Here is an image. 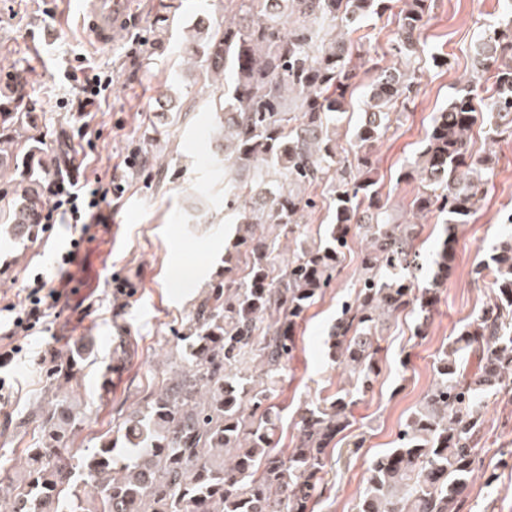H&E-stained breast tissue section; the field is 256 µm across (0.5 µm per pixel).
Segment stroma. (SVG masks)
I'll return each instance as SVG.
<instances>
[{"label":"stroma","instance_id":"1","mask_svg":"<svg viewBox=\"0 0 512 512\" xmlns=\"http://www.w3.org/2000/svg\"><path fill=\"white\" fill-rule=\"evenodd\" d=\"M76 0H0V93L20 87L41 117L37 135L54 147L59 133L71 143L78 184L98 182L107 198L102 223L91 228L74 263L69 291L50 305L29 335L17 337L22 351L0 368V466L18 463L35 447L38 416L55 402L43 377L45 366L83 348L88 355L68 396L84 422L71 447H94L100 434L122 421L146 393L180 361L177 334L191 318L202 288L224 269V250L235 236L224 221V192L209 165L208 113L199 102L202 77L182 63L184 26L224 20L221 0H174L175 21L164 53L150 54L147 39L156 0H133L126 30L110 45L95 44L74 10ZM512 22L501 0H437L421 35L419 78L408 116L393 124L376 150L379 192L396 221L409 220L407 205L419 181L402 182L424 144L436 112L446 108L470 77L477 43L495 26ZM396 30L392 13L373 15L352 36L351 49L364 59H385ZM448 64L434 67L431 57ZM111 77L110 88L82 108L67 75L81 65ZM179 93L194 112L164 123L157 110L165 91ZM474 153L492 152L493 171L474 214L460 225L455 260L437 296L424 334L412 316H400L381 342L380 374L350 407L352 425L328 449L326 483L332 491L314 512H353L373 457L392 447L406 415L431 385L438 350L494 296L471 270L487 261L511 229L512 137L487 146L475 132ZM159 155L160 180L145 181L130 156ZM210 193L208 211L188 218L193 196ZM81 231L71 224L41 225L34 237L0 240V319L22 306L35 274L58 276L60 256ZM360 241L352 239L333 289L309 309L297 327L296 348L282 374L276 402L279 451L291 448L301 413L334 394L341 382L329 359L328 330L342 301L354 295ZM484 471L469 485L463 512H512V392L487 403Z\"/></svg>","mask_w":512,"mask_h":512}]
</instances>
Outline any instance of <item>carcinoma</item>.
<instances>
[{
  "mask_svg": "<svg viewBox=\"0 0 512 512\" xmlns=\"http://www.w3.org/2000/svg\"><path fill=\"white\" fill-rule=\"evenodd\" d=\"M221 25L199 21L182 38L183 61L200 69L212 113L213 166L224 173V216L237 225L186 330L182 364L144 397L95 448H69L82 420L66 404L82 355L44 369L59 394L41 415L40 445L0 483L12 494L0 512H313L326 491V449L351 423L350 403L380 372L383 332L404 312L422 331L448 278L456 227L487 184L491 156L472 151L478 120L473 84L487 78L492 121L486 139L512 136V27L488 30L474 76L437 113L413 169L421 183L413 217L446 216L447 234L428 285L417 224L388 215L374 179L373 148L403 113L416 80L421 29L435 0H399L392 66L378 68L350 148L337 139L366 62L351 35L391 0H228ZM149 53L166 49L172 2L157 0ZM232 81L225 80V73ZM37 113L19 93L0 98V178L16 199L0 227L35 234L55 183L73 167L66 133L47 149L32 134ZM326 204L333 222L308 244L294 236L305 215ZM363 230L355 297L341 303L328 355L343 386L300 416L292 450L277 451V383L295 349L291 333L332 287L351 225ZM293 235L284 245L281 238ZM290 249L292 258L284 259ZM495 300L458 329L434 362V379L401 425L396 446L377 455L354 512H462L466 490L484 470L485 404L512 386V233L488 263Z\"/></svg>",
  "mask_w": 512,
  "mask_h": 512,
  "instance_id": "carcinoma-1",
  "label": "carcinoma"
}]
</instances>
